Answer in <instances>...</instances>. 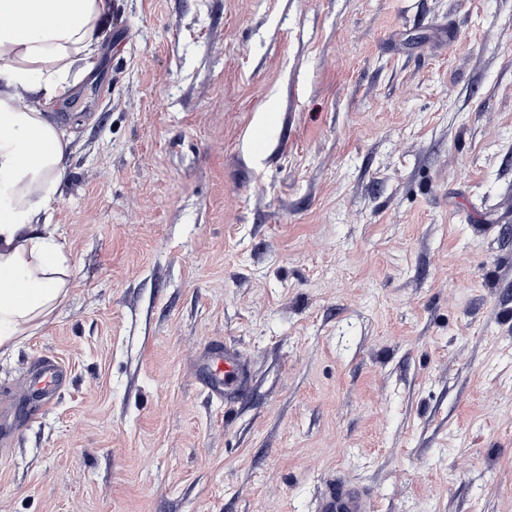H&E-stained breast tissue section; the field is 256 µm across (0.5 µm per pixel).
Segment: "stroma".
<instances>
[{"label":"stroma","mask_w":512,"mask_h":512,"mask_svg":"<svg viewBox=\"0 0 512 512\" xmlns=\"http://www.w3.org/2000/svg\"><path fill=\"white\" fill-rule=\"evenodd\" d=\"M115 2L54 110L68 294L0 348V512H512V0ZM207 370L210 390L223 396L226 401L243 394L248 387L247 367L234 350L224 349V353H213L209 357ZM68 372L64 365L52 359L43 360L40 370V390L45 399L51 403L52 396L62 389L67 381ZM374 500L365 489L351 483L332 485L318 505V512H373Z\"/></svg>","instance_id":"obj_1"}]
</instances>
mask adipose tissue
Listing matches in <instances>:
<instances>
[{
	"instance_id": "adipose-tissue-1",
	"label": "adipose tissue",
	"mask_w": 512,
	"mask_h": 512,
	"mask_svg": "<svg viewBox=\"0 0 512 512\" xmlns=\"http://www.w3.org/2000/svg\"><path fill=\"white\" fill-rule=\"evenodd\" d=\"M113 9L112 0H0V347L30 336L67 295L69 259L48 216L72 137L52 108L71 96L72 70L92 73Z\"/></svg>"
}]
</instances>
